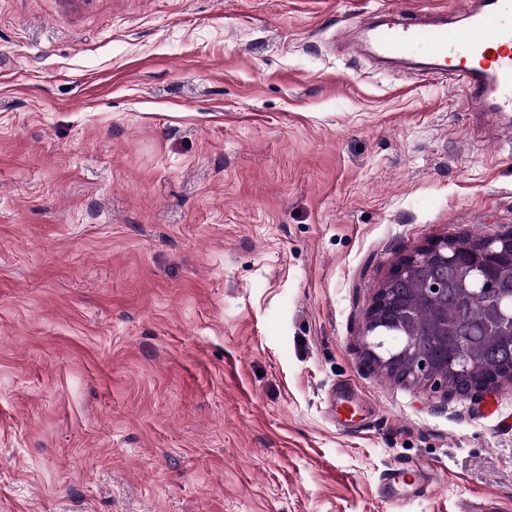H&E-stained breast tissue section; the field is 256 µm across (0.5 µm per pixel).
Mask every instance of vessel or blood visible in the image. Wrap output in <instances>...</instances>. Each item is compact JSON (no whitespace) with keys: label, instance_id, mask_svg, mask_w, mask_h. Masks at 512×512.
I'll return each mask as SVG.
<instances>
[{"label":"vessel or blood","instance_id":"vessel-or-blood-1","mask_svg":"<svg viewBox=\"0 0 512 512\" xmlns=\"http://www.w3.org/2000/svg\"><path fill=\"white\" fill-rule=\"evenodd\" d=\"M357 52L373 50L385 59L422 56L436 61L438 70L466 87L477 112H512V0H478L463 37L448 31L447 15L413 21L391 11L383 23L364 29ZM432 475L423 468L388 469L381 493L408 497L424 492Z\"/></svg>","mask_w":512,"mask_h":512}]
</instances>
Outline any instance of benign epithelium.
Returning <instances> with one entry per match:
<instances>
[{
	"label": "benign epithelium",
	"instance_id": "7a95c632",
	"mask_svg": "<svg viewBox=\"0 0 512 512\" xmlns=\"http://www.w3.org/2000/svg\"><path fill=\"white\" fill-rule=\"evenodd\" d=\"M484 255L493 257L502 249L512 252V232L487 236L480 242ZM456 263V248L453 239L444 238L430 241L421 245L402 257L385 277V287L376 290L371 304L367 310L364 326L365 355L368 363L381 370H391L408 382L423 385L433 392L448 391V365L425 356L418 351L419 327L413 317L403 316V334L399 337L398 346L383 350V343L379 342L372 332L380 323L383 307L388 303L392 293V286L407 279L413 272L425 265H434L448 269ZM426 300L434 307V320L432 328L438 336L448 340V313L442 308L441 301L447 295V279L437 277L423 289ZM500 320L512 329V292L501 295L497 302ZM468 359L462 354L458 357L453 372L465 375L474 393L483 392L496 386L503 379H512V368L502 370V373L489 368L484 371H475L467 365Z\"/></svg>",
	"mask_w": 512,
	"mask_h": 512
}]
</instances>
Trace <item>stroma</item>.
<instances>
[{
    "instance_id": "obj_1",
    "label": "stroma",
    "mask_w": 512,
    "mask_h": 512,
    "mask_svg": "<svg viewBox=\"0 0 512 512\" xmlns=\"http://www.w3.org/2000/svg\"><path fill=\"white\" fill-rule=\"evenodd\" d=\"M475 6L0 0V512H512V382L364 358L400 258L512 231V114L344 32ZM432 482V474L421 467L390 468L382 476L379 491L389 496L408 497L424 492Z\"/></svg>"
}]
</instances>
